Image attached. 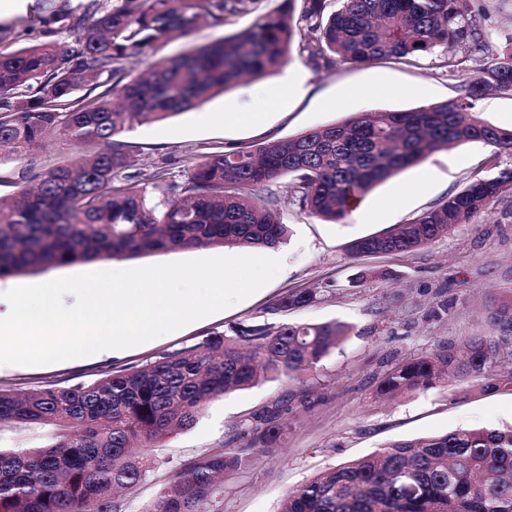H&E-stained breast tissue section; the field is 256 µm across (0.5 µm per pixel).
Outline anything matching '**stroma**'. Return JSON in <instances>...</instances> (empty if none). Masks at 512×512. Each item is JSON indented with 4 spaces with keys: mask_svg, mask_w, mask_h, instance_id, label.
<instances>
[{
    "mask_svg": "<svg viewBox=\"0 0 512 512\" xmlns=\"http://www.w3.org/2000/svg\"><path fill=\"white\" fill-rule=\"evenodd\" d=\"M472 20L487 37L491 63L512 42V0H472ZM251 16L232 18L226 26L204 28L157 46L134 58L130 74L155 59L175 57L223 34L250 25ZM311 85L301 99L269 109L262 125L235 120L259 97L281 92L282 75L272 72L245 80L203 106L172 119L132 124L121 136L133 145L136 167L149 172L165 165L185 169L189 157L204 147L229 151L257 145L340 122L375 110L406 111L457 96L463 82L429 55L416 65L374 61L314 68L293 57ZM81 146L51 137L29 153L0 154V195L12 196L33 185L45 169L80 154ZM492 152L466 143L430 153L423 161L376 186L358 205L362 220L345 217L325 223L301 211L288 194L287 181L275 190L283 223L291 228L282 245L288 271L251 297L180 330L131 348L118 358L92 355L43 366H22L0 374V387H69L98 378L111 368L142 367L162 354L202 342L215 332L242 325L278 326L337 320L349 327L342 343L303 379H279L212 401L191 429L173 434L151 448L157 461L151 476L123 497V512H140L163 485L173 483L178 462L215 448L243 446L239 423L250 412L284 404L288 424L280 447L267 454L255 449L249 465L224 478V512H280L290 490L337 465L370 454L400 439L447 433L471 426H512V389L481 391L447 381L392 399L375 395L376 382L400 360L427 353L437 342H459L489 328L487 308L494 295L512 289V194L460 225L454 233L410 253L354 257V240L407 223L421 212L461 191L471 172ZM202 249L158 252L130 259L78 263L39 274L0 279V286L44 282L60 276L131 268L205 257ZM377 276L356 282L357 273ZM321 288L316 303L288 312L275 311L276 299L292 288ZM447 311H440V304Z\"/></svg>",
    "mask_w": 512,
    "mask_h": 512,
    "instance_id": "1",
    "label": "stroma"
}]
</instances>
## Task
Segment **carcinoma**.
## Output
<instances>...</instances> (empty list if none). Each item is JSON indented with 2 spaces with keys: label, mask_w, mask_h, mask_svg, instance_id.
<instances>
[{
  "label": "carcinoma",
  "mask_w": 512,
  "mask_h": 512,
  "mask_svg": "<svg viewBox=\"0 0 512 512\" xmlns=\"http://www.w3.org/2000/svg\"><path fill=\"white\" fill-rule=\"evenodd\" d=\"M262 0H35L45 39L0 51V145L15 154L50 133L103 146L46 169L33 189L0 196V278L117 257L184 248H275L288 227L271 186L288 176L302 211L335 223L380 183L433 151L465 143L512 149V130L479 119L486 91L512 92V46L471 72L488 50L470 21L471 0H295L265 10ZM253 15L241 31L131 78L128 60L155 45ZM61 33L68 40L56 39ZM318 65L393 61L440 53V67L466 76L452 100L342 122L231 151H197L181 177L166 166L133 170L125 121L159 122L198 108L245 77L291 60L292 48ZM267 194L261 196L257 191ZM512 192V167L486 158L460 192L406 224L356 240L351 253H409L455 229ZM319 288L288 289L275 309L311 305ZM490 334L391 367L377 392L426 389L448 378L484 391L512 387V295L492 300ZM337 321L235 327L134 369L91 382L17 394L0 388V424H50L46 445L0 448V512H122L119 488L156 469L150 444L196 423L208 402L281 376L298 379L336 348ZM281 410L241 424L251 447L277 450ZM249 449H215L182 464L173 485L142 512H223L221 477L248 465ZM284 512H512V427L463 428L393 442L347 461L288 493Z\"/></svg>",
  "instance_id": "1"
}]
</instances>
